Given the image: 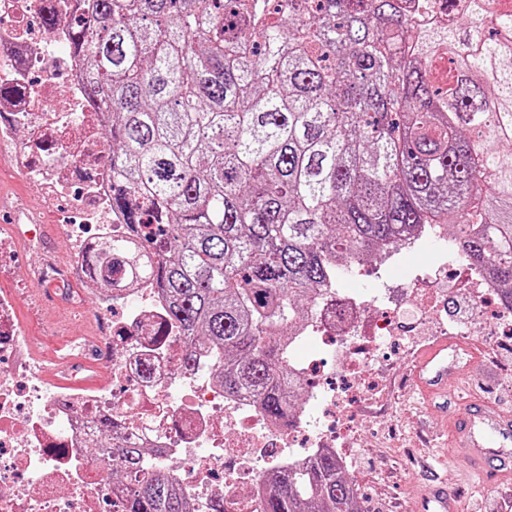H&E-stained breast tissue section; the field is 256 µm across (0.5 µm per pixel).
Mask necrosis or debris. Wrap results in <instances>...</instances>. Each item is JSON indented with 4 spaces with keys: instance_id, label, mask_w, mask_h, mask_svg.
Here are the masks:
<instances>
[{
    "instance_id": "1",
    "label": "necrosis or debris",
    "mask_w": 512,
    "mask_h": 512,
    "mask_svg": "<svg viewBox=\"0 0 512 512\" xmlns=\"http://www.w3.org/2000/svg\"><path fill=\"white\" fill-rule=\"evenodd\" d=\"M81 7V0H0V160L36 188L46 210L70 215L61 226L64 259L44 251L36 225L0 233V278H12L21 245L34 273L0 291V512H125L104 455L116 440L146 449L191 512H213L217 504L227 512H262L268 473L319 448L347 463L350 442L360 439L352 421L382 389L381 353L410 336L448 331L434 309L449 289L465 283L473 321L491 316L494 335H512V310L497 302L499 284L449 255L439 224L430 235L437 246L431 266L371 289L367 299L349 298L341 311L322 307L313 325L319 350L294 365L305 392L294 426L268 418L250 399L226 395L207 352L199 354L201 368L181 365L186 341L149 280L96 295L101 330L94 344L107 382L49 385L19 305L30 301L38 279L68 298V284L87 277L82 255L91 242L133 235L112 210L105 116L85 94L69 30L38 22L43 13L69 17ZM339 352L350 374L341 385L328 370Z\"/></svg>"
}]
</instances>
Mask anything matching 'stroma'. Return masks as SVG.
Instances as JSON below:
<instances>
[{
  "mask_svg": "<svg viewBox=\"0 0 512 512\" xmlns=\"http://www.w3.org/2000/svg\"><path fill=\"white\" fill-rule=\"evenodd\" d=\"M73 288L85 296L82 318H75L74 308L64 301L35 315L24 308L19 311L36 340L39 358L70 348L73 337L92 336L99 330L93 316L94 293L80 282ZM466 301L465 293L449 294L450 319L470 324ZM470 326L468 341L479 354L473 357L464 380L481 397L512 412V347L502 346L497 337L490 335L491 321ZM433 342V337L420 336L409 349L394 352L382 400L363 411L359 430L364 445L351 449L349 474L364 489L370 512H423L421 494L425 486L444 481L448 474L447 466L439 462L449 445L443 420L406 381L417 355Z\"/></svg>",
  "mask_w": 512,
  "mask_h": 512,
  "instance_id": "35a3bbf8",
  "label": "stroma"
}]
</instances>
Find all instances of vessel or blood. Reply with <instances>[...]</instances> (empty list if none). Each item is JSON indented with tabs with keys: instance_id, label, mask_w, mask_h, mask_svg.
Here are the masks:
<instances>
[{
	"instance_id": "vessel-or-blood-1",
	"label": "vessel or blood",
	"mask_w": 512,
	"mask_h": 512,
	"mask_svg": "<svg viewBox=\"0 0 512 512\" xmlns=\"http://www.w3.org/2000/svg\"><path fill=\"white\" fill-rule=\"evenodd\" d=\"M471 350L455 337H446L424 350L411 369V381L432 399L447 398L449 374L463 375ZM446 428L454 448L453 460L463 461L489 489L512 477V415L482 397L467 396L446 413ZM425 512H459L457 499L441 486L424 495Z\"/></svg>"
}]
</instances>
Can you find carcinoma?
<instances>
[{"label": "carcinoma", "instance_id": "obj_1", "mask_svg": "<svg viewBox=\"0 0 512 512\" xmlns=\"http://www.w3.org/2000/svg\"><path fill=\"white\" fill-rule=\"evenodd\" d=\"M84 0L85 91L112 113V209L145 237L85 251L105 286L153 279L224 391L274 419L296 397L288 344L344 263L455 229L460 260L512 305V0ZM128 512H185L119 448ZM262 512H367L328 450L265 480Z\"/></svg>", "mask_w": 512, "mask_h": 512}]
</instances>
